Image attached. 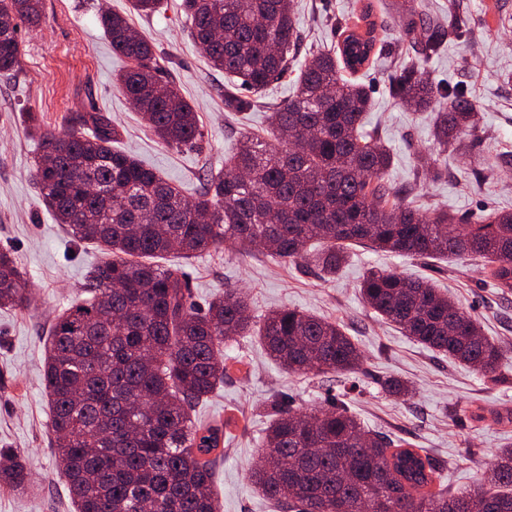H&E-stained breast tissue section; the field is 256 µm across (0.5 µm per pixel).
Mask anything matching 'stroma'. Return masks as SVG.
<instances>
[{"label":"stroma","mask_w":512,"mask_h":512,"mask_svg":"<svg viewBox=\"0 0 512 512\" xmlns=\"http://www.w3.org/2000/svg\"><path fill=\"white\" fill-rule=\"evenodd\" d=\"M150 17L132 13L129 0H43L38 30L21 25L22 68L0 75V249L10 250L27 274L32 302L0 309V448L29 458L31 488L0 489V512H73L52 437L51 413L42 383L43 339L59 309L81 298L88 272L106 258L91 243H73L39 199L34 177L37 144L24 115L40 113L55 129L95 102L117 125L123 149L160 172L185 196H194L205 170L220 169L246 135H259L276 105L295 93L296 78L268 87L261 103L228 111L227 83L191 42L180 0ZM301 58L335 46L336 20H356L364 6L384 31L374 64L357 74L371 96L365 129L377 132L393 163L391 185L410 188L409 202L427 211L437 206L467 215L512 210V0H459L464 35L438 56L417 58L406 36V18L387 13L386 0H295ZM129 14L160 58L168 76L193 105L204 136L196 145L162 143L135 112L117 82L126 61L114 53L99 21L100 6ZM417 63L432 84H462L475 105L481 140L470 167L441 152L432 136V114L389 93L391 78ZM435 159V173L416 174L419 157ZM163 265L182 267L190 300L205 310L227 288L240 289L260 316L296 308L337 321L359 347L362 363L348 375L291 374L272 362L260 342L240 336L224 344V384L197 411L199 419L224 426V457L214 475L220 512H276L252 485L249 474L265 451L271 397H289L309 412L331 398L347 402L369 429L426 449L445 467L451 488L472 486L500 448L512 445V424L478 422L477 410L512 411V292L493 288L481 260L470 256L420 262L366 247L351 250L330 277L304 263L264 254L220 249L191 260L168 256ZM372 269L430 280L475 319L506 356L491 384L480 372L433 352L382 320L363 300L359 284ZM389 379L407 382L411 394L398 399L384 389Z\"/></svg>","instance_id":"35a3bbf8"}]
</instances>
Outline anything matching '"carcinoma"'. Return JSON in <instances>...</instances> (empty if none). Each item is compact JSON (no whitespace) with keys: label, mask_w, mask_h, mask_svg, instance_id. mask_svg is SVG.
Wrapping results in <instances>:
<instances>
[{"label":"carcinoma","mask_w":512,"mask_h":512,"mask_svg":"<svg viewBox=\"0 0 512 512\" xmlns=\"http://www.w3.org/2000/svg\"><path fill=\"white\" fill-rule=\"evenodd\" d=\"M294 0H181L194 45L224 72L233 112L299 68L296 92L270 113L269 137L245 136L224 170L208 175L189 201L133 155L117 148L119 130L94 102L56 131L34 112L40 139L35 177L42 203L79 241L112 259L91 269L83 293L50 321L42 378L51 430L75 512H218L212 483L224 455L223 427L195 421L196 408L224 384V341L255 335L270 358L295 374L351 373L359 348L334 321L282 308L254 320L245 295L218 294L203 313L189 301L179 267L144 258L193 259L236 244L263 246L283 261L312 255L336 272L352 246L419 259L467 255L488 262L494 287L512 291V212L428 213L388 186L389 149L363 129L371 98L357 73L375 60L378 25L363 9L364 32L339 21L337 46L297 65ZM163 0H131L149 16ZM43 0H0V74L17 72L19 23L40 24ZM99 23L127 67L117 78L145 125L169 146L196 143L192 105L170 82L149 42L127 15L101 10ZM412 49L428 59L463 36L459 11L438 22L410 15ZM391 96L417 109L436 104L435 140L458 149L477 136L472 103L460 87H433L417 67L400 69ZM364 301L419 344L477 368L490 380L502 348L425 280L371 270ZM30 303L24 272L0 250V307ZM268 451L251 481L283 512H512V448L481 480L493 489L453 491L423 448L365 429L339 399L311 413L286 396L269 403ZM24 455L0 449V488L29 487Z\"/></svg>","instance_id":"obj_1"}]
</instances>
